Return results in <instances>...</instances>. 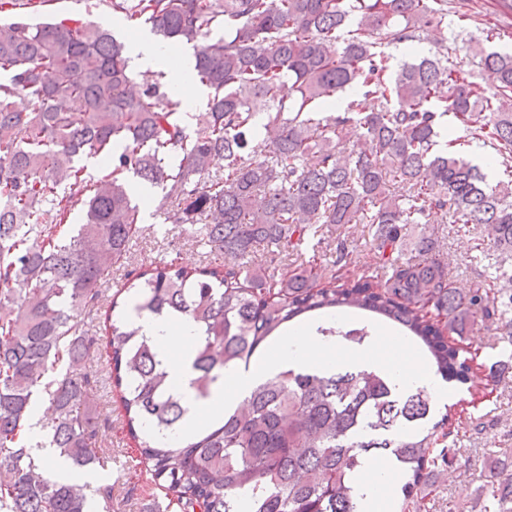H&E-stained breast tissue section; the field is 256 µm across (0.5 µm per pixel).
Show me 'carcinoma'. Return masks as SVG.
Wrapping results in <instances>:
<instances>
[{
    "instance_id": "1",
    "label": "carcinoma",
    "mask_w": 512,
    "mask_h": 512,
    "mask_svg": "<svg viewBox=\"0 0 512 512\" xmlns=\"http://www.w3.org/2000/svg\"><path fill=\"white\" fill-rule=\"evenodd\" d=\"M175 44H191L192 76L210 91L195 130L166 73L138 84L125 45L76 20L0 22V512H87L86 485L59 483L21 444L32 397L45 394L49 447L79 469L99 461L83 360L97 338L77 314L139 232L126 174L158 187L169 219L208 246L244 257L264 246L270 263L323 224H367L389 273L322 277L312 259L291 273L244 266L152 263L124 288L138 309L187 318L198 399L248 362L270 334L306 313L341 308L398 324L445 381L466 383L470 334L487 311L486 287L452 288L434 256L431 224H483L490 247L512 257V54L473 42L486 81L440 51L390 65L385 45L413 48L421 32L468 12L448 0H111ZM224 31L218 39L212 30ZM353 91L335 113L327 103ZM490 143L506 178L493 187L440 144L442 118ZM363 146L346 147L351 135ZM101 156L96 181L77 160ZM224 157V173L209 175ZM407 186L393 195V181ZM84 224L65 237L77 206ZM412 252L419 259L405 257ZM362 344L364 327H322ZM112 381L142 462L179 512H356L354 478L369 455L394 457L404 500L422 497L450 448L430 451L451 408L433 422L425 386L401 388L361 369H287L255 385L241 408L183 446L165 440L187 412L157 348L107 317ZM64 361L60 380L43 382ZM150 425L154 433L145 432ZM494 512H512V456L490 468Z\"/></svg>"
}]
</instances>
